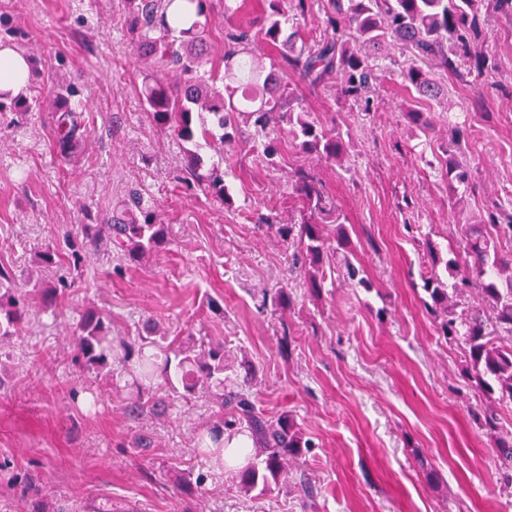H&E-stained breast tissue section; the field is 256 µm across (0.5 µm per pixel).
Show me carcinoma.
I'll use <instances>...</instances> for the list:
<instances>
[{
	"label": "carcinoma",
	"instance_id": "carcinoma-1",
	"mask_svg": "<svg viewBox=\"0 0 512 512\" xmlns=\"http://www.w3.org/2000/svg\"><path fill=\"white\" fill-rule=\"evenodd\" d=\"M123 2L138 59L153 70L144 97L154 124L184 142L217 137L229 144L241 136L237 118L244 116L253 126L251 139L262 147L270 165L276 164L274 134L282 124L302 153L331 161L344 156L341 132L323 128L295 107L288 73L299 74L313 90L334 79L343 96L367 107L385 69L379 50L395 43L406 57L400 76L418 98L431 101L439 93L433 70L457 75L466 58L477 69L485 66L486 58L477 47L480 6L486 2L495 11L512 12V0H327L323 37L308 39L296 29L285 33L281 17H304L316 0H265L262 40L277 47L278 56L263 66L250 30L231 25L224 31V75L219 77L212 70L200 71L211 48V35L200 21L207 0ZM172 5L176 16L170 20ZM183 19L189 27L177 26ZM77 94L73 86L56 92L53 138L62 154L69 153L86 131L81 113L68 104V98ZM34 107L36 101L27 97L0 93V113L31 112ZM444 165L451 182L470 185L469 165L459 155L445 154ZM180 181L232 205L220 162L206 169L202 158L192 154ZM294 181L309 217L297 226L279 224L274 216L261 221L277 227L283 240L295 236L305 244L312 264L310 284L318 290L322 257L331 247L327 227L339 223V215L322 183L307 169H296ZM459 232L470 261L455 265L451 287L430 269L423 277V291L439 319V335L462 350L464 378L484 397L474 421L495 440L502 480L511 487L512 430L504 426L498 407L512 403V255L502 249V243H512V209L491 211L479 224L460 225ZM84 235L94 247L101 240L112 245L119 271L157 254L168 233L140 194L132 191L107 223L85 226ZM69 287L61 278L22 291L13 268L0 262V349L18 336L30 301L39 297L55 307ZM473 290L479 305L456 311L458 298ZM71 362L80 373L109 380L129 378L126 413L133 419L153 415L174 399L188 400L200 393L212 398L217 411L196 434L195 461L183 484L186 493H204L216 471L224 469L232 471L244 495L257 489L270 492L288 482L291 469L304 463L314 447L290 415L271 416L257 407L250 365L231 358L224 344L205 336L183 345L153 327L136 341L112 335L109 314L88 311L75 326Z\"/></svg>",
	"mask_w": 512,
	"mask_h": 512
}]
</instances>
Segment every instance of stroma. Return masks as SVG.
<instances>
[{"label":"stroma","mask_w":512,"mask_h":512,"mask_svg":"<svg viewBox=\"0 0 512 512\" xmlns=\"http://www.w3.org/2000/svg\"><path fill=\"white\" fill-rule=\"evenodd\" d=\"M483 72L436 73L433 101L418 99L395 70L405 58L385 49L374 106L363 111L334 85L312 90L299 75L288 85L303 110L338 128L339 162L301 153L282 138L268 165L243 134L222 159L234 199L225 207L186 193L178 175L192 144L160 130L145 110L146 73L131 44L122 0H0V39L33 61L26 90L33 112L0 114V260L24 287L69 273L72 291L56 311L33 303L0 378V512H30L28 485L70 512L112 501L128 512H512V488L499 480L493 441L471 412L481 393L462 375L461 352L438 334L420 274L435 266L452 282L463 261L455 227L477 222L493 204L512 202V14L482 7ZM71 83V105L89 117L84 142L67 156L53 146L51 82ZM434 125L423 134L409 112ZM459 140L473 188L455 189L439 163ZM321 180L352 243L364 284L344 280L339 257L325 258L320 295H311L297 246L262 214L299 222L292 172ZM138 190L166 224L170 243L146 264L114 274L106 248L68 269L66 236L111 216ZM57 264L40 261L46 250ZM288 289L289 307L276 306ZM110 313L117 336L153 325L186 343L206 336L255 369L258 404L287 412L315 446L304 464L318 488L301 498L292 484L251 495L232 477L186 495L194 437L213 409L206 398L178 400L163 418L126 415L124 390L76 376L72 331L81 315ZM98 389L86 414L72 388ZM145 434L153 447L137 448Z\"/></svg>","instance_id":"1"}]
</instances>
